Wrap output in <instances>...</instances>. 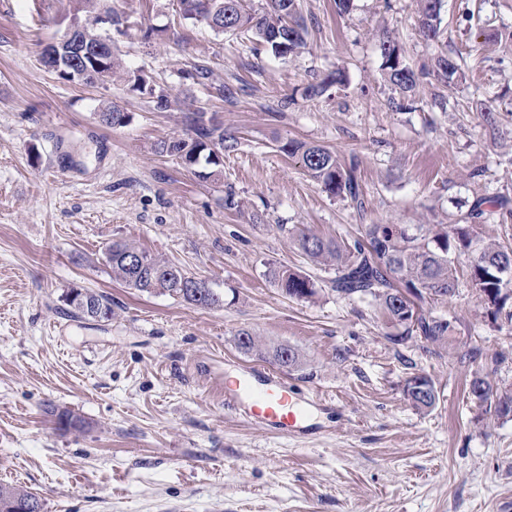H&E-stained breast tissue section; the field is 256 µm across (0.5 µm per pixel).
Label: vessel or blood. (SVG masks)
<instances>
[{
    "instance_id": "1",
    "label": "vessel or blood",
    "mask_w": 512,
    "mask_h": 512,
    "mask_svg": "<svg viewBox=\"0 0 512 512\" xmlns=\"http://www.w3.org/2000/svg\"><path fill=\"white\" fill-rule=\"evenodd\" d=\"M263 383L259 390L247 379L225 383V408L238 411L248 421L264 424L274 433L305 436L307 409L317 403V395L288 388L271 373L264 375Z\"/></svg>"
}]
</instances>
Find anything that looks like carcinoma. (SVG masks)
<instances>
[{"instance_id":"1","label":"carcinoma","mask_w":512,"mask_h":512,"mask_svg":"<svg viewBox=\"0 0 512 512\" xmlns=\"http://www.w3.org/2000/svg\"><path fill=\"white\" fill-rule=\"evenodd\" d=\"M216 12L207 9L198 0L197 12H183V19L205 21L213 18L219 33H231L249 42L248 49L259 56L270 52L284 56L273 37L281 36L292 54L306 44L308 28L299 12V0H265V6L256 10L247 0H212ZM419 31L427 41L440 42V13L434 0H418ZM383 71L385 80L404 98L417 86L418 74L401 59L399 45L391 38L383 41ZM433 76L441 83L454 82L459 73L455 58L442 51L434 58ZM128 113L112 107V111L98 113L99 121L109 127H123ZM183 134L162 139L155 151L181 161L193 162V171L200 179L219 181L224 178V155L238 150L239 138L224 131V124L214 121L204 112H188L184 116ZM281 152L298 159L300 166L314 179L327 196L350 201L360 214L366 211V200L361 184L359 163L355 157L345 161L335 152L306 142L289 140L279 146ZM277 229L295 238L298 248L309 258L334 267V290L345 296H371L381 305L384 316L392 324L403 328L393 337L397 343L414 336L437 343L448 339L453 332L451 323L441 317L418 313L407 320L405 310L415 301L427 297L445 300L455 294L458 286L455 258L469 259L468 276L492 320L504 319L512 323V307L507 305L512 288V248L496 242L479 243L473 239L467 224H455L451 231L431 233L418 227L411 234L403 224H364L359 236L347 240L324 237L310 229ZM138 254L141 265L131 269L126 258ZM105 262L112 276L129 288L150 294L169 295L202 308L224 306V296L209 287H196L199 278L182 267L160 259L148 251L126 241H116L105 251ZM273 284L285 296L307 300L317 293L315 281L308 275L287 268L269 271ZM81 301H68L75 315L83 316V307L90 306L101 313L104 320L112 318V304L103 294L77 292ZM237 347L246 354L269 358L281 367H295L298 353L280 345L269 349L247 330L238 332ZM404 394L418 409L435 405L437 391L430 387L419 397L406 381ZM17 504L20 512H44L42 499L20 486H0V502Z\"/></svg>"}]
</instances>
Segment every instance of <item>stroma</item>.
<instances>
[{"label":"stroma","instance_id":"1","mask_svg":"<svg viewBox=\"0 0 512 512\" xmlns=\"http://www.w3.org/2000/svg\"><path fill=\"white\" fill-rule=\"evenodd\" d=\"M105 4L133 24L112 36L124 67L181 110L158 111L122 81L62 79L39 56L62 34L67 0H0V484L37 494L44 512H512V414L470 392L484 378L512 394V323L488 317L463 276L454 296L420 303L451 322L448 340L394 344L376 301L338 295L332 267L279 230L439 229L486 197L472 236L512 243L499 221L512 211V0H441L438 43L419 32L417 0H353L342 16L334 0H300L307 45L284 59L180 18L177 0ZM387 36L419 74L398 111L382 76ZM441 51L461 67L448 86L428 73ZM198 63L211 84L239 87L235 103L188 78ZM337 73L341 84L305 96ZM437 95L447 110L433 108ZM112 105L126 126L100 124ZM192 107L218 111L241 139L221 182L154 150ZM290 139L357 156L366 214L282 153ZM228 183L244 211L225 209ZM117 240L206 279L223 308L126 288L103 261ZM282 266L311 276L316 295L285 297L268 276ZM73 289L110 298L111 320L68 317ZM243 329L292 347L299 365L242 353ZM257 369L319 394L311 435L287 439L225 410V378ZM416 374L435 385L431 409L404 394ZM50 405L84 430L59 429Z\"/></svg>","mask_w":512,"mask_h":512}]
</instances>
